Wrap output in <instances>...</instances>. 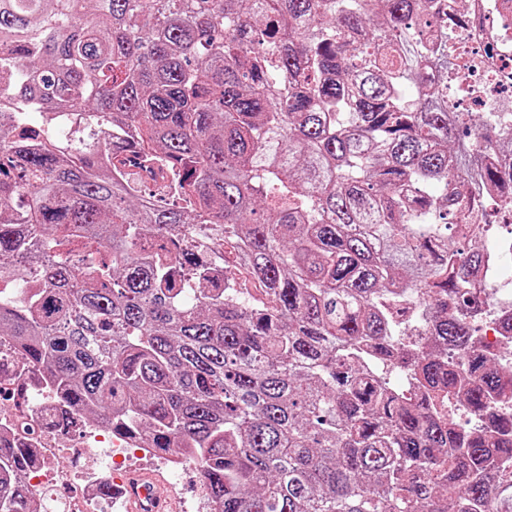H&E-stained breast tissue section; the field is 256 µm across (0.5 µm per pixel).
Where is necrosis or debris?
<instances>
[{"instance_id": "necrosis-or-debris-1", "label": "necrosis or debris", "mask_w": 512, "mask_h": 512, "mask_svg": "<svg viewBox=\"0 0 512 512\" xmlns=\"http://www.w3.org/2000/svg\"><path fill=\"white\" fill-rule=\"evenodd\" d=\"M471 23L460 29L456 45L461 65L448 81V94L457 111L484 119L512 121L503 102L512 99V11H503L498 0H470ZM485 250L492 260L485 265L476 288L483 301L478 313L481 341L497 355L512 360V331L503 321L512 316V278L505 274L503 256L512 255V236H484ZM49 405L32 401L22 406L0 401V426L39 442L38 462L30 468L27 485L45 504L44 512H101L98 493L102 481L111 479L110 468L72 469L61 463L74 456L70 438L47 430L44 421ZM79 483L78 495L59 501L57 489Z\"/></svg>"}]
</instances>
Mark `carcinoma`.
<instances>
[{
	"instance_id": "carcinoma-1",
	"label": "carcinoma",
	"mask_w": 512,
	"mask_h": 512,
	"mask_svg": "<svg viewBox=\"0 0 512 512\" xmlns=\"http://www.w3.org/2000/svg\"><path fill=\"white\" fill-rule=\"evenodd\" d=\"M456 28L445 0H0V368L47 424L183 456L218 512H512V366L465 313L512 130L448 102ZM65 105L130 128L125 177L38 141ZM141 145L181 182L134 192ZM33 463L0 432V512H38Z\"/></svg>"
}]
</instances>
